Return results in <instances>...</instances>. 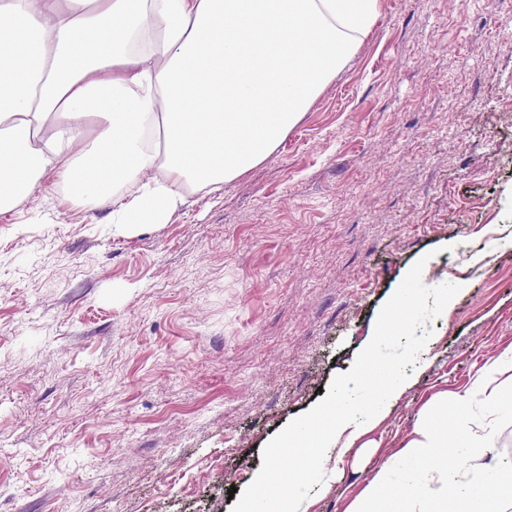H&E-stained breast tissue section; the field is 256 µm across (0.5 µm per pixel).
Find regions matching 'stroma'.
<instances>
[{
	"label": "stroma",
	"instance_id": "1",
	"mask_svg": "<svg viewBox=\"0 0 512 512\" xmlns=\"http://www.w3.org/2000/svg\"><path fill=\"white\" fill-rule=\"evenodd\" d=\"M46 185L0 213V512H232L265 445L372 341L409 270L459 285L399 400L308 512L393 488L420 408L512 348V0H380L260 165L116 237ZM493 475L512 501V409Z\"/></svg>",
	"mask_w": 512,
	"mask_h": 512
}]
</instances>
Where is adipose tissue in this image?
<instances>
[{
    "instance_id": "ef3b65f1",
    "label": "adipose tissue",
    "mask_w": 512,
    "mask_h": 512,
    "mask_svg": "<svg viewBox=\"0 0 512 512\" xmlns=\"http://www.w3.org/2000/svg\"><path fill=\"white\" fill-rule=\"evenodd\" d=\"M378 12L379 0H0V212L54 179L77 204L109 207L113 236L169 223L189 189H220L278 148ZM508 370L512 349L477 373L480 417L463 402L421 408L399 450L423 463L418 495L391 496L385 467L346 512H483L500 459L463 458L497 447L490 382ZM379 421L331 419L322 482Z\"/></svg>"
}]
</instances>
